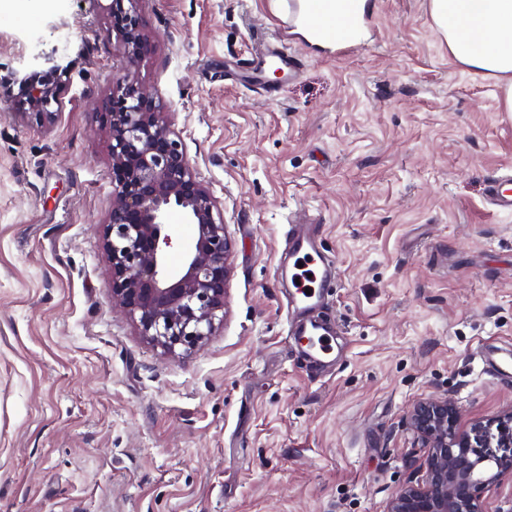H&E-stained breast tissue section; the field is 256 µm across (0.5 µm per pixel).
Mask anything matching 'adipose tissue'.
<instances>
[{
	"label": "adipose tissue",
	"mask_w": 512,
	"mask_h": 512,
	"mask_svg": "<svg viewBox=\"0 0 512 512\" xmlns=\"http://www.w3.org/2000/svg\"><path fill=\"white\" fill-rule=\"evenodd\" d=\"M366 0H310V18L296 28L301 39L333 48L342 32L340 14L351 16L348 38L362 35ZM430 14L452 57L470 72L496 78L504 111L512 112V0H429Z\"/></svg>",
	"instance_id": "obj_1"
}]
</instances>
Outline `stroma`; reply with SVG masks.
Here are the masks:
<instances>
[{
  "mask_svg": "<svg viewBox=\"0 0 512 512\" xmlns=\"http://www.w3.org/2000/svg\"><path fill=\"white\" fill-rule=\"evenodd\" d=\"M366 34L320 51L277 99L247 79L280 0H138L152 51L130 65L110 0H0V84L67 49L54 124L0 103V512H387L424 482L413 406L460 426L512 411L482 372L512 344V168L498 80L448 52L429 0H370ZM130 72L165 106L232 241L222 322L169 355L112 307V208L97 114ZM322 227L348 354L323 379L290 350L277 271L289 224ZM484 194L488 204L496 211L512 213L511 170L489 175L484 180Z\"/></svg>",
  "mask_w": 512,
  "mask_h": 512,
  "instance_id": "obj_1",
  "label": "stroma"
}]
</instances>
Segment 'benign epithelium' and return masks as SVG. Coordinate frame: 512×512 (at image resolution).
<instances>
[{
    "label": "benign epithelium",
    "instance_id": "benign-epithelium-1",
    "mask_svg": "<svg viewBox=\"0 0 512 512\" xmlns=\"http://www.w3.org/2000/svg\"><path fill=\"white\" fill-rule=\"evenodd\" d=\"M130 6H125V3ZM135 0H111L112 30L132 65L151 50ZM68 71L53 65L19 81L18 109L45 124L67 87ZM100 122L112 141V209L102 237L112 271V300L140 335L173 354L201 348L224 312L232 242L214 194L198 177L162 103L131 74L112 79ZM180 211L195 226L194 248L181 269L166 266L168 217ZM428 456L427 481L400 491L388 512H483L481 492L512 472V427H458L446 399L417 404L411 414Z\"/></svg>",
    "mask_w": 512,
    "mask_h": 512
}]
</instances>
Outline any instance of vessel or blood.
<instances>
[{"label": "vessel or blood", "mask_w": 512, "mask_h": 512, "mask_svg": "<svg viewBox=\"0 0 512 512\" xmlns=\"http://www.w3.org/2000/svg\"><path fill=\"white\" fill-rule=\"evenodd\" d=\"M274 62L279 72L295 74L301 71L299 55L269 45L265 56L252 63L256 77H263L267 62ZM488 204L496 211L512 213V172L489 175L484 181ZM289 261L281 267L279 277L288 285V303L292 310L306 312L322 304L338 280L339 268L323 252L317 235L309 224L289 225L285 234ZM290 344L295 355L306 366L326 370L335 366L339 349L334 331L322 323L307 320L289 329ZM484 369L502 377H512V347L491 346L480 353Z\"/></svg>", "instance_id": "b4317fda"}]
</instances>
